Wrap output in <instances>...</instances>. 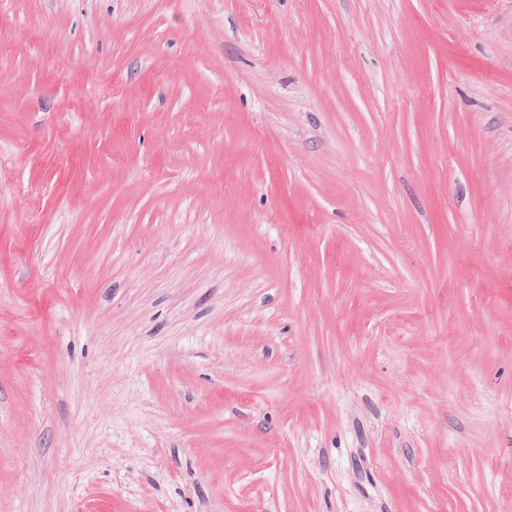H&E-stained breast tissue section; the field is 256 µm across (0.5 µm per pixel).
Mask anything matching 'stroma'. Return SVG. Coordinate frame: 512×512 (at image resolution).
<instances>
[{
	"label": "stroma",
	"mask_w": 512,
	"mask_h": 512,
	"mask_svg": "<svg viewBox=\"0 0 512 512\" xmlns=\"http://www.w3.org/2000/svg\"><path fill=\"white\" fill-rule=\"evenodd\" d=\"M0 512H512V0H0Z\"/></svg>",
	"instance_id": "35a3bbf8"
}]
</instances>
